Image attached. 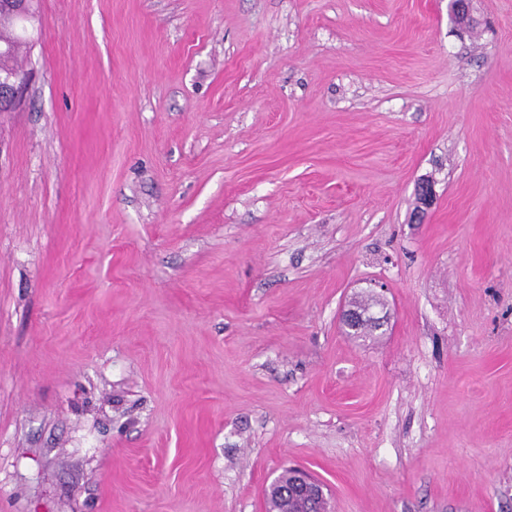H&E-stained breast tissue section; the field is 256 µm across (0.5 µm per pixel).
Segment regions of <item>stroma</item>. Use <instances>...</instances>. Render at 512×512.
I'll list each match as a JSON object with an SVG mask.
<instances>
[{"label": "stroma", "instance_id": "stroma-1", "mask_svg": "<svg viewBox=\"0 0 512 512\" xmlns=\"http://www.w3.org/2000/svg\"><path fill=\"white\" fill-rule=\"evenodd\" d=\"M469 5L37 0L0 512H267L287 467L331 512H512V0Z\"/></svg>", "mask_w": 512, "mask_h": 512}]
</instances>
